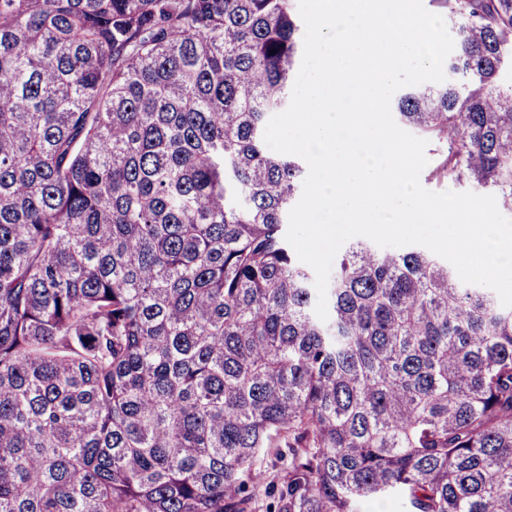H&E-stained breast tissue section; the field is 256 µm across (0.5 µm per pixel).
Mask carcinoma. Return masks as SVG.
<instances>
[{"label":"carcinoma","mask_w":512,"mask_h":512,"mask_svg":"<svg viewBox=\"0 0 512 512\" xmlns=\"http://www.w3.org/2000/svg\"><path fill=\"white\" fill-rule=\"evenodd\" d=\"M397 101L512 211V0ZM292 0H0V512H512V308L357 242L328 319L268 151ZM280 462L272 475L261 459Z\"/></svg>","instance_id":"carcinoma-1"}]
</instances>
